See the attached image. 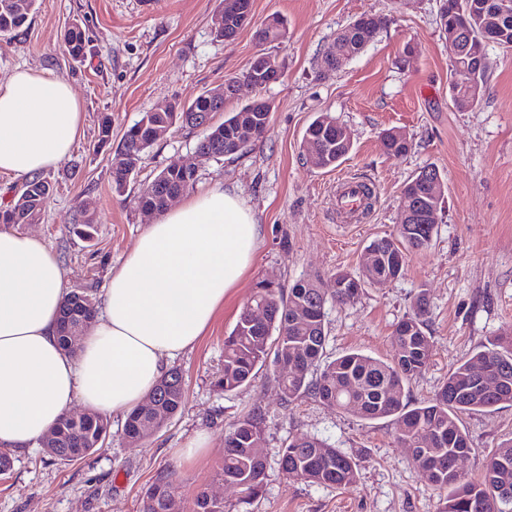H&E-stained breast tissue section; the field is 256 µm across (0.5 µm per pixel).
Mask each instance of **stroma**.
Segmentation results:
<instances>
[{"label": "stroma", "instance_id": "35a3bbf8", "mask_svg": "<svg viewBox=\"0 0 512 512\" xmlns=\"http://www.w3.org/2000/svg\"><path fill=\"white\" fill-rule=\"evenodd\" d=\"M220 6L221 0H45L22 31L0 38V79L19 68L63 78L85 112L71 155L45 173L54 192L42 220L25 227L57 254L68 291L102 296L112 266L155 221L138 207L137 194L170 166L195 161L196 190L236 191L260 226L253 268L205 335L173 362L185 382L182 408L138 443L125 437L122 417H111L103 446L76 462L51 460L40 447L14 452L12 470L0 474V512H142L145 490L162 474L178 500L205 489L237 506L238 489L219 476L224 432L254 410L265 416L268 465L263 494L247 512H438L444 493L417 469L393 421H364L307 397L283 406L270 363L249 384L223 392L224 338L258 281L287 288L305 278L330 289L336 272L358 273L369 242L394 232L404 184L429 164L445 189L429 247L408 252L398 279L365 287L347 304L327 305L326 355L390 358L396 324L425 293L435 348L409 385L415 403L431 398L449 370L489 338L511 337L512 51L488 46L481 102L461 111L448 92L452 51L440 31L439 0H252L250 24L226 41L212 30ZM364 13L386 17V26L341 69L325 70L337 33ZM272 15L285 21L288 39L269 47L282 68L260 93L272 106L266 135L247 153L216 160L197 157L201 130L170 129L145 153L125 193L113 192L112 160L126 130L144 113L191 102L242 73L258 50L256 27ZM75 22L88 45L81 62L70 59L63 40ZM320 115L351 133V152L332 170L315 167L301 152L307 126ZM105 117L112 142L101 147L98 125ZM388 129L406 136L405 156L384 152ZM342 176L373 187L362 219H336ZM84 201L97 229L89 242L69 224ZM460 420L472 445L460 467L481 477L487 456L512 438V405ZM200 432L209 447L184 458L183 448ZM300 436L326 439L356 459L357 483L318 487L284 476L278 451Z\"/></svg>", "mask_w": 512, "mask_h": 512}]
</instances>
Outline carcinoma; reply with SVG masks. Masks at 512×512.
<instances>
[{
    "instance_id": "1",
    "label": "carcinoma",
    "mask_w": 512,
    "mask_h": 512,
    "mask_svg": "<svg viewBox=\"0 0 512 512\" xmlns=\"http://www.w3.org/2000/svg\"><path fill=\"white\" fill-rule=\"evenodd\" d=\"M448 32L450 23H466L467 32L477 37L489 27L498 29L502 48L512 49V14L498 16L485 6V0H446ZM37 0H0V34L8 35L27 25ZM251 6V0H234L225 4L213 20L215 36L222 39L236 35L237 11ZM386 19L374 15L359 16L336 35V50L328 70H336L360 54L385 27ZM258 44L265 46L286 38L283 20L272 15L255 31ZM64 43L69 56L78 62L85 58L86 43L79 24L65 30ZM488 65L471 71L470 83H457L450 94L460 111L476 106ZM230 93L202 92L188 105L147 112L125 133L119 150L123 165L112 168V188L117 194L126 190L142 155L154 143L150 137L153 125L167 128L176 125L195 129L197 116L224 111ZM270 113L257 112L245 106L228 113L219 123L203 126L204 135L196 150L213 158L240 156L264 135ZM243 127L240 146L226 143V132ZM339 128L329 116H319L306 128L303 149H319L314 165L335 168L349 154L351 144L338 137ZM382 144L387 154L405 155L410 144L396 139L393 131L383 132ZM197 174L182 173L172 168L163 170L137 196L143 210L161 212L166 197L180 195L192 188ZM433 183L412 176L402 193L413 197L419 207L397 225L396 233L372 240L365 252L373 255L375 274L355 277L344 271L336 273L343 287L329 291L310 279H300L289 289L261 280L256 284L253 303L263 304L267 321L254 325L246 312H241L232 332L224 339V392H233L249 383L256 368L268 359L273 362L296 361L294 372L280 367L275 381L284 404L289 405L310 396L319 402L343 411H351L363 420L393 419L398 441L411 449L415 465L439 490L448 491L439 512H512V439L501 443L487 457L484 473L472 479L451 465V459L471 451L470 440L462 428L459 414L490 411L500 405L512 404V339L494 338L487 345L454 367L434 395L423 402L408 399L410 381L422 374L433 355L434 342L426 329L429 306L425 294L417 297L412 312L400 320L393 332L394 352L384 361L360 352L344 354L333 360L326 357V305L355 299L365 284L383 285L402 275L406 252L427 248L433 237L436 220L432 194ZM53 186L36 176L26 181L13 202L0 207V224H32L41 220ZM96 308L94 298L86 291L68 294L60 311L58 344L72 353V337L65 330V321L78 322ZM161 394V411L174 415L185 401L181 372H167L157 386ZM147 417L133 410L127 414L124 434L136 437ZM265 417L250 413L225 429L224 463L219 476L224 483L240 488L242 501L251 502L263 492L267 461L264 453ZM107 416L91 411L80 416L62 417L52 429V447L45 453L63 462L77 461L101 447L109 434ZM283 474L310 485L346 487L357 482L358 463L318 437H298L288 441L278 452ZM143 512H229L224 501L209 498L200 490L190 506L176 501L166 478H158L146 491Z\"/></svg>"
}]
</instances>
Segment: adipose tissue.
Wrapping results in <instances>:
<instances>
[{
    "label": "adipose tissue",
    "instance_id": "obj_1",
    "mask_svg": "<svg viewBox=\"0 0 512 512\" xmlns=\"http://www.w3.org/2000/svg\"><path fill=\"white\" fill-rule=\"evenodd\" d=\"M83 130L65 79L19 68L0 80V174L57 168ZM259 235L251 210L222 188L168 210L112 269L75 359L57 342L67 295L57 255L39 237L0 228V447L34 446L78 401L117 416L140 406L247 274Z\"/></svg>",
    "mask_w": 512,
    "mask_h": 512
}]
</instances>
